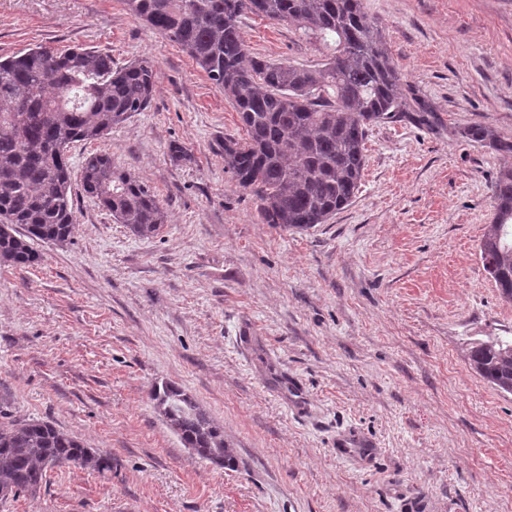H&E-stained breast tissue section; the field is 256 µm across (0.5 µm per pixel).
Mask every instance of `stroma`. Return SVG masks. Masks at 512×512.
<instances>
[{
	"instance_id": "obj_1",
	"label": "stroma",
	"mask_w": 512,
	"mask_h": 512,
	"mask_svg": "<svg viewBox=\"0 0 512 512\" xmlns=\"http://www.w3.org/2000/svg\"><path fill=\"white\" fill-rule=\"evenodd\" d=\"M363 4L438 123L371 126L352 202L287 231L225 170L239 117L179 44L122 0H0L2 58L42 45L151 61L150 107L69 157L77 170L108 153L168 214L138 237L76 188L70 242L0 265V396L112 458L107 473L48 470L0 512H512V394L467 360L512 336L479 251L512 156L461 135L481 123L512 139V0ZM240 27L269 61L332 54L285 22ZM165 381L223 425L235 466L163 423L151 393Z\"/></svg>"
}]
</instances>
